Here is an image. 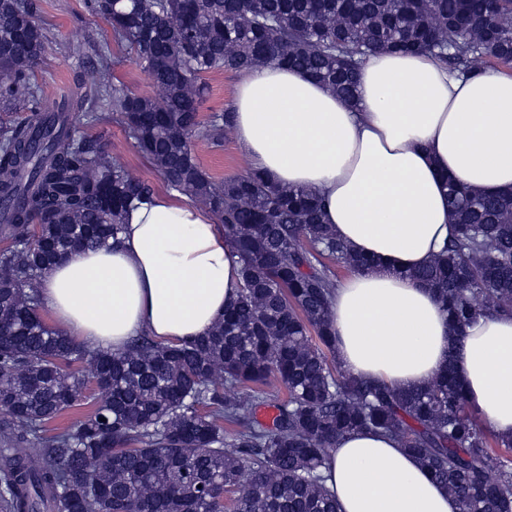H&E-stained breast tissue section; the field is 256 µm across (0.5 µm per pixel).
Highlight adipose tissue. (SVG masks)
Returning a JSON list of instances; mask_svg holds the SVG:
<instances>
[{"mask_svg":"<svg viewBox=\"0 0 512 512\" xmlns=\"http://www.w3.org/2000/svg\"><path fill=\"white\" fill-rule=\"evenodd\" d=\"M232 107L247 167L315 192L324 223L375 262L332 290L341 370L412 389L454 362L470 409L512 438V314L487 311L452 341L447 311L408 275L450 237L446 179L481 194L512 190V75L455 76L430 55L381 51L362 65L355 100L272 66L240 73ZM240 278L216 216L154 192L125 214L111 245L46 271L40 302L95 349L120 351L143 334L179 344L222 318ZM323 475L338 512H461L389 435L344 436Z\"/></svg>","mask_w":512,"mask_h":512,"instance_id":"ef3b65f1","label":"adipose tissue"}]
</instances>
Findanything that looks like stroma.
Masks as SVG:
<instances>
[{"label":"stroma","instance_id":"35a3bbf8","mask_svg":"<svg viewBox=\"0 0 512 512\" xmlns=\"http://www.w3.org/2000/svg\"><path fill=\"white\" fill-rule=\"evenodd\" d=\"M37 14L45 24L51 48L34 71V80L44 98H52L73 84L78 71L96 61L97 50L108 52L117 82L138 94L157 95L147 74L135 64L129 47L117 44L112 28L102 17L88 8L87 0H35ZM83 135L101 141L114 161L133 176L146 181L153 190L166 191L167 186L146 157L127 140L121 125L115 122L82 126ZM200 164L214 180L243 174L245 165L234 135H227L222 147L200 143L196 146Z\"/></svg>","mask_w":512,"mask_h":512}]
</instances>
